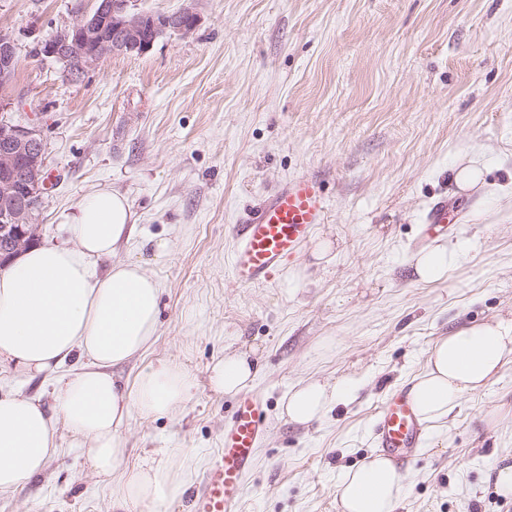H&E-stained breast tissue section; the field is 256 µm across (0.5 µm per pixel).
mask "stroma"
Here are the masks:
<instances>
[{
    "label": "stroma",
    "mask_w": 512,
    "mask_h": 512,
    "mask_svg": "<svg viewBox=\"0 0 512 512\" xmlns=\"http://www.w3.org/2000/svg\"><path fill=\"white\" fill-rule=\"evenodd\" d=\"M186 5L199 16L189 35L105 55L71 81L37 47L91 0H0L19 60L0 112L38 126L48 157L38 241L68 242L63 216L91 189L129 201L135 230L117 256L163 288L146 361L182 362L197 390L177 418L132 415L128 465L180 448L202 483L236 402L209 389L207 369L225 347H254L268 431L241 512H340L337 475L375 454L391 391L440 337L512 313V0H139ZM470 162L485 183L457 193L453 170ZM302 175L327 198L314 233L336 240L333 258L316 262L308 243L271 282L240 287L234 225ZM443 195L458 209L442 241L460 258L422 283L423 218ZM343 378L351 395L319 422L282 416L299 382ZM60 444L26 490L0 495V512H109L110 487L69 434ZM491 459L512 464V363L425 432L395 512H512Z\"/></svg>",
    "instance_id": "35a3bbf8"
}]
</instances>
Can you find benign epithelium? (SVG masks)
<instances>
[{
	"mask_svg": "<svg viewBox=\"0 0 512 512\" xmlns=\"http://www.w3.org/2000/svg\"><path fill=\"white\" fill-rule=\"evenodd\" d=\"M92 13H82L41 45L40 54L76 78L106 54L147 53L167 34L188 35L199 23L189 7L174 12H144L137 0H95ZM18 65L16 47L0 35V82L11 79ZM47 171L44 138L36 126L0 118V264L21 254L36 240Z\"/></svg>",
	"mask_w": 512,
	"mask_h": 512,
	"instance_id": "1",
	"label": "benign epithelium"
}]
</instances>
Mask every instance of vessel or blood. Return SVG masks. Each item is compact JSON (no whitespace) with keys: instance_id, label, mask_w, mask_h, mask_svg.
<instances>
[{"instance_id":"obj_1","label":"vessel or blood","mask_w":512,"mask_h":512,"mask_svg":"<svg viewBox=\"0 0 512 512\" xmlns=\"http://www.w3.org/2000/svg\"><path fill=\"white\" fill-rule=\"evenodd\" d=\"M327 202L320 184L300 176L286 181L234 227L233 280L249 288L270 282L324 223ZM262 395H240L224 426V446L217 451L195 503V512H237L241 480L250 470L254 449L267 427ZM424 429L409 390L396 392L381 407L374 445L399 467L414 460Z\"/></svg>"}]
</instances>
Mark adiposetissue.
Listing matches in <instances>:
<instances>
[{
    "label": "adipose tissue",
    "mask_w": 512,
    "mask_h": 512,
    "mask_svg": "<svg viewBox=\"0 0 512 512\" xmlns=\"http://www.w3.org/2000/svg\"><path fill=\"white\" fill-rule=\"evenodd\" d=\"M71 240L29 247L0 269V365L35 378L57 374L54 405L20 394L0 396V494L27 487L60 451L59 429L75 438L89 470L112 487V512L129 502L158 512L184 499L192 483L184 452L165 449L126 467L121 435L131 415L172 418L195 397L196 382L180 364L142 368L124 386L113 370L154 344L162 289L140 263L117 259L135 220L126 197L99 188L65 216ZM109 260L98 272L99 260ZM512 363V316L456 329L428 352L411 392L422 421L439 426L465 398L478 394ZM251 352L216 360L208 373L217 394H235L256 379ZM351 391L349 382L300 383L288 396L289 422L320 420ZM404 476L389 458L368 456L343 472L341 512H395Z\"/></svg>",
    "instance_id": "1"
}]
</instances>
